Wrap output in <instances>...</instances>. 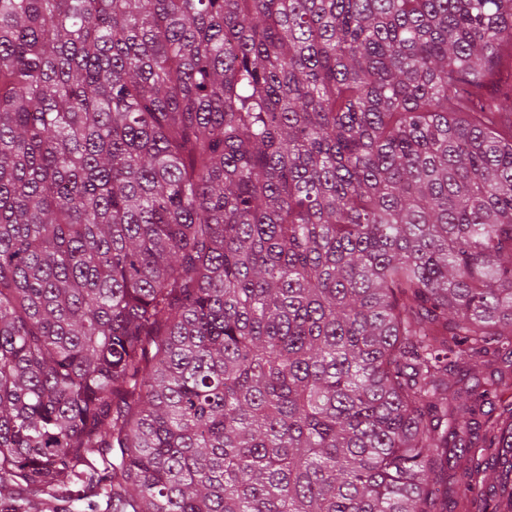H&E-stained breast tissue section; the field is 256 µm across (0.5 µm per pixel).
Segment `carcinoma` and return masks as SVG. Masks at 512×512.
<instances>
[{"label":"carcinoma","instance_id":"obj_1","mask_svg":"<svg viewBox=\"0 0 512 512\" xmlns=\"http://www.w3.org/2000/svg\"><path fill=\"white\" fill-rule=\"evenodd\" d=\"M512 0H0V490L512 512Z\"/></svg>","mask_w":512,"mask_h":512}]
</instances>
